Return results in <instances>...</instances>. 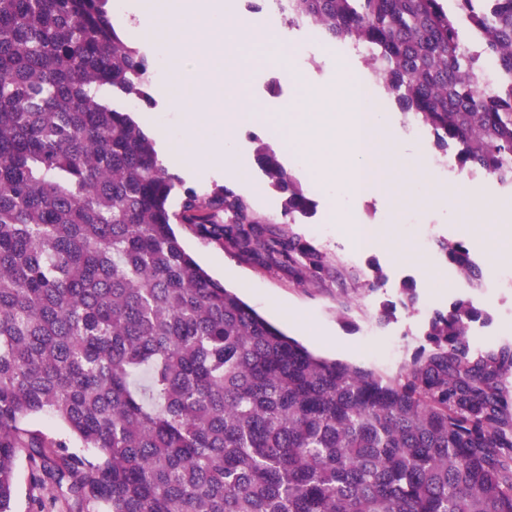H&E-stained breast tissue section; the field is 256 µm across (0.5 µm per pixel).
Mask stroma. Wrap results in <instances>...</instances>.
Returning <instances> with one entry per match:
<instances>
[{"mask_svg": "<svg viewBox=\"0 0 512 512\" xmlns=\"http://www.w3.org/2000/svg\"><path fill=\"white\" fill-rule=\"evenodd\" d=\"M253 19L268 33L270 41L287 44L290 65L275 66L273 56L264 48L243 49V68L227 82L236 88L241 104L255 115L237 141L248 165L242 176L227 177L220 183L247 196L256 211L280 217L285 196L270 184L258 161L263 149L276 151L279 162L313 202L309 213L297 216L286 230L324 252L328 270L319 287L305 288L288 271L262 269L218 244L204 241L191 226L175 224L174 230L186 250L214 279L313 353L374 370L387 380L396 378L423 345V333L433 313L447 310L460 298L473 300L489 315L488 322L473 324L472 342L486 348L512 344V288L491 289L467 281L449 267L438 249L442 241L464 242L479 267H486L493 243L512 245V223L476 228L463 223L456 212L432 206L424 199L404 202L391 213L377 199H362L356 206L366 222L394 224L396 236L387 248L356 249L336 222L341 199L316 185L284 151L288 129L280 124L279 117L299 94L289 68L299 65L308 33L270 12L266 0H261ZM115 28L148 57L149 92L154 99L148 105L116 91L112 94L115 108L135 118L167 111L162 89L178 80L179 69L165 65L155 43L133 36L131 23L119 21ZM220 183L203 177L182 181L183 188L200 193L210 192ZM394 246L416 249L419 256L394 261L390 256ZM426 259L432 263L428 274L422 265ZM407 284L416 290V301L409 307L403 304V287ZM389 304L394 305V313L388 322H381L380 312Z\"/></svg>", "mask_w": 512, "mask_h": 512, "instance_id": "stroma-1", "label": "stroma"}]
</instances>
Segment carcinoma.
Segmentation results:
<instances>
[{"label": "carcinoma", "instance_id": "cac0c4a2", "mask_svg": "<svg viewBox=\"0 0 512 512\" xmlns=\"http://www.w3.org/2000/svg\"><path fill=\"white\" fill-rule=\"evenodd\" d=\"M288 0L287 19L363 44L384 83L461 167L512 186V0ZM108 0H0V512L15 469L100 512H512V346L481 351L459 300L400 378L286 336L186 252L172 228L298 284L327 258L223 186L183 190L112 89L147 104L148 58ZM492 60L498 82L477 87ZM286 195L311 200L275 155ZM439 249L471 281L461 241ZM48 415L63 427H35ZM94 448L93 456L69 451Z\"/></svg>", "mask_w": 512, "mask_h": 512}]
</instances>
